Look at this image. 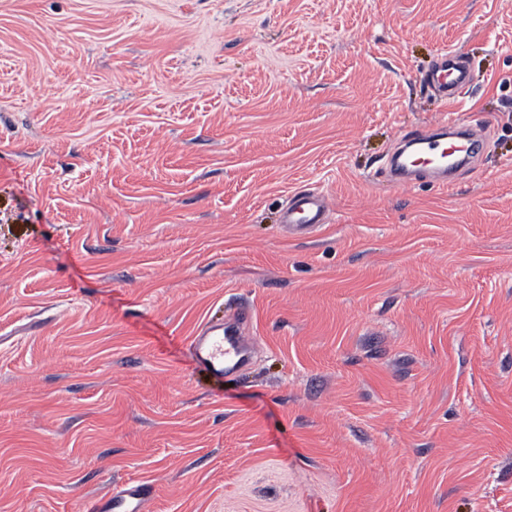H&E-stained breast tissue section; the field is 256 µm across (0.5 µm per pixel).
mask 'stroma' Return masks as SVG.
<instances>
[{
	"mask_svg": "<svg viewBox=\"0 0 512 512\" xmlns=\"http://www.w3.org/2000/svg\"><path fill=\"white\" fill-rule=\"evenodd\" d=\"M457 117L474 168L393 188ZM301 190L330 210L294 234ZM244 305L255 355L215 378L189 343ZM123 482L512 512V0H0V512ZM428 80L447 100L463 97L469 91L470 81L462 54L456 49L442 53Z\"/></svg>",
	"mask_w": 512,
	"mask_h": 512,
	"instance_id": "stroma-1",
	"label": "stroma"
}]
</instances>
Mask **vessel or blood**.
Wrapping results in <instances>:
<instances>
[{
  "label": "vessel or blood",
  "instance_id": "1",
  "mask_svg": "<svg viewBox=\"0 0 512 512\" xmlns=\"http://www.w3.org/2000/svg\"><path fill=\"white\" fill-rule=\"evenodd\" d=\"M429 82L446 99L463 97L470 88L469 72L462 54L455 49L442 53L428 75ZM417 151L438 174H446L448 146L441 135L418 139ZM327 204L322 195L297 192L288 210L282 216L289 229L302 231L312 229L325 220ZM251 313L240 308L228 321L208 325L202 334L192 338L190 347L196 365L214 377L221 378L247 364L254 345L243 332ZM150 496V487L145 483H126L110 488L89 504L90 512H143Z\"/></svg>",
  "mask_w": 512,
  "mask_h": 512
}]
</instances>
